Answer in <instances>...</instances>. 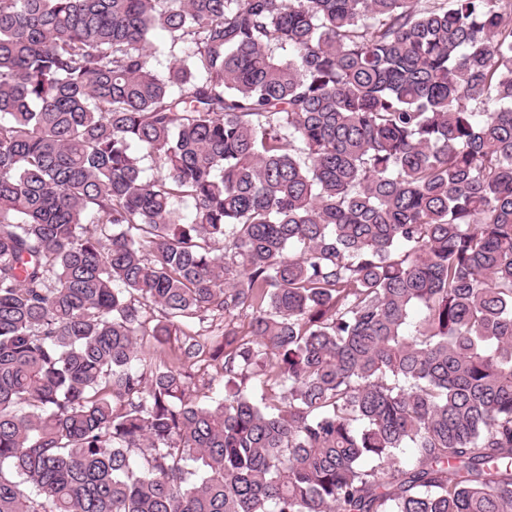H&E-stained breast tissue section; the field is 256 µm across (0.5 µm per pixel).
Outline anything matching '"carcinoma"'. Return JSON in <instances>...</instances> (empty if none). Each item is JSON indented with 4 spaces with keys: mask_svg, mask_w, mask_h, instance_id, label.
Here are the masks:
<instances>
[{
    "mask_svg": "<svg viewBox=\"0 0 512 512\" xmlns=\"http://www.w3.org/2000/svg\"><path fill=\"white\" fill-rule=\"evenodd\" d=\"M0 512H512V0H0ZM153 44L157 48V59L159 64L157 69L163 73L166 70L169 60L172 56L181 57V48L179 45L172 44L169 35L166 32L158 31L153 37Z\"/></svg>",
    "mask_w": 512,
    "mask_h": 512,
    "instance_id": "obj_1",
    "label": "carcinoma"
}]
</instances>
